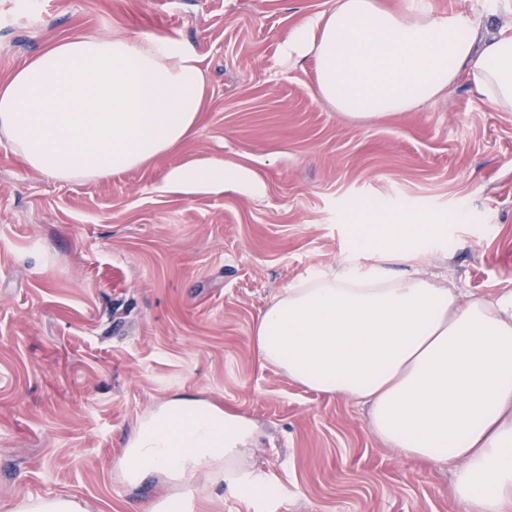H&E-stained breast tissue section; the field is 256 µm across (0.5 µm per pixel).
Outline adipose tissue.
Listing matches in <instances>:
<instances>
[{
    "label": "adipose tissue",
    "mask_w": 512,
    "mask_h": 512,
    "mask_svg": "<svg viewBox=\"0 0 512 512\" xmlns=\"http://www.w3.org/2000/svg\"><path fill=\"white\" fill-rule=\"evenodd\" d=\"M512 0H484L479 16L397 11L382 0H336L304 16L280 46L313 59L321 100L371 120L414 111L469 81L512 109ZM202 56L157 35L62 40L0 84V136L32 169L60 181L99 179L147 165L188 139L203 110ZM209 158L173 168L167 192L247 178ZM350 255L336 269L285 288L260 312L255 353L304 388L368 405L373 433L408 458L453 468L467 512H512V289L460 301L417 274L442 233L384 204L352 205ZM371 266H364V259ZM247 417L189 395L141 419L118 460L123 482L181 487L142 512H192L224 490L264 497L250 463ZM206 485H199V476Z\"/></svg>",
    "instance_id": "adipose-tissue-1"
}]
</instances>
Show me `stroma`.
<instances>
[{
  "mask_svg": "<svg viewBox=\"0 0 512 512\" xmlns=\"http://www.w3.org/2000/svg\"><path fill=\"white\" fill-rule=\"evenodd\" d=\"M0 0V82L73 36L177 39L198 49L206 102L194 134L150 164L60 182L0 139V512L67 496L138 512L161 488L115 465L137 423L177 394L256 426L272 497L222 512H463L454 471L399 455L366 405L261 364L254 327L290 284L350 253L347 212L381 200L444 227L424 267L462 298L512 289V112L468 82L413 112L344 118L313 59L280 44L331 0ZM217 156L250 182L162 193L166 172Z\"/></svg>",
  "mask_w": 512,
  "mask_h": 512,
  "instance_id": "1",
  "label": "stroma"
}]
</instances>
